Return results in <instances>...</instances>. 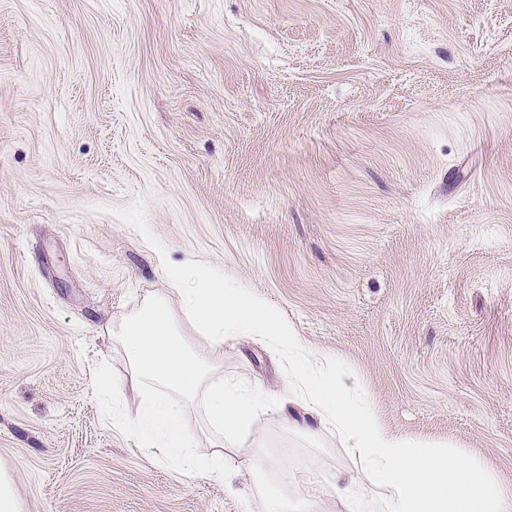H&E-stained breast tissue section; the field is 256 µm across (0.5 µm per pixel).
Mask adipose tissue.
<instances>
[{
  "label": "adipose tissue",
  "mask_w": 512,
  "mask_h": 512,
  "mask_svg": "<svg viewBox=\"0 0 512 512\" xmlns=\"http://www.w3.org/2000/svg\"><path fill=\"white\" fill-rule=\"evenodd\" d=\"M165 292L147 294L107 329L123 349L135 408H112L114 426L174 470L230 483L229 460L259 412L278 410L280 394L256 380L224 375L225 341L249 337L279 348L290 360L285 389L303 416L283 415L306 437L336 431L357 464L336 474L330 491L344 512H512V494L492 466L447 447L395 433L381 421L355 373L334 356L311 350L261 296L192 260L171 266ZM203 416L190 422L189 413ZM256 476L244 507L265 512H314L288 493V451L256 446Z\"/></svg>",
  "instance_id": "obj_1"
}]
</instances>
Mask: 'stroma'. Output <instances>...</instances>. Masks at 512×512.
<instances>
[{"mask_svg": "<svg viewBox=\"0 0 512 512\" xmlns=\"http://www.w3.org/2000/svg\"><path fill=\"white\" fill-rule=\"evenodd\" d=\"M193 257L512 492V0H0V466L24 512H242L105 417V332ZM242 337L224 375L281 391ZM293 493L342 512L261 414Z\"/></svg>", "mask_w": 512, "mask_h": 512, "instance_id": "obj_1", "label": "stroma"}]
</instances>
